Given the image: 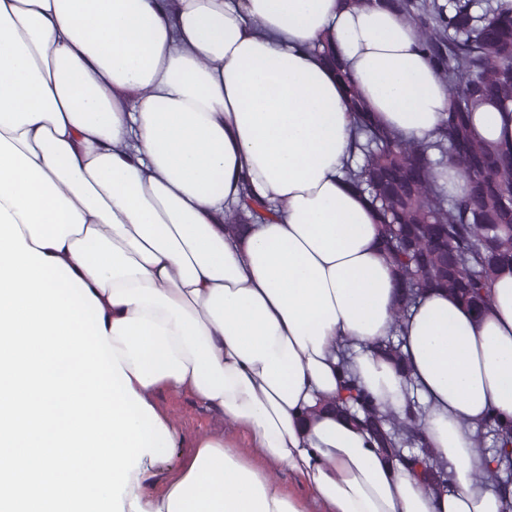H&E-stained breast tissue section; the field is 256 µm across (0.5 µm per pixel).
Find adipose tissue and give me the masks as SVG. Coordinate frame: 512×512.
<instances>
[{
    "label": "adipose tissue",
    "instance_id": "obj_1",
    "mask_svg": "<svg viewBox=\"0 0 512 512\" xmlns=\"http://www.w3.org/2000/svg\"><path fill=\"white\" fill-rule=\"evenodd\" d=\"M351 86L401 139L445 131L448 85L382 0H0V204L28 246L88 286L105 328L141 315L111 300L113 283L137 278L198 321L224 375L244 376L212 398L188 351L183 379L147 385L120 359L145 402L191 397L249 440L203 434L162 476L143 456L124 512H503L478 479L474 435L490 414L512 419V271L483 315L431 291L395 332L379 216L345 176ZM470 127L511 145L512 105L479 107ZM245 181L272 215L231 235L224 214ZM395 333L401 368L371 352ZM344 340L380 405L422 399L447 492L322 409L340 392Z\"/></svg>",
    "mask_w": 512,
    "mask_h": 512
}]
</instances>
